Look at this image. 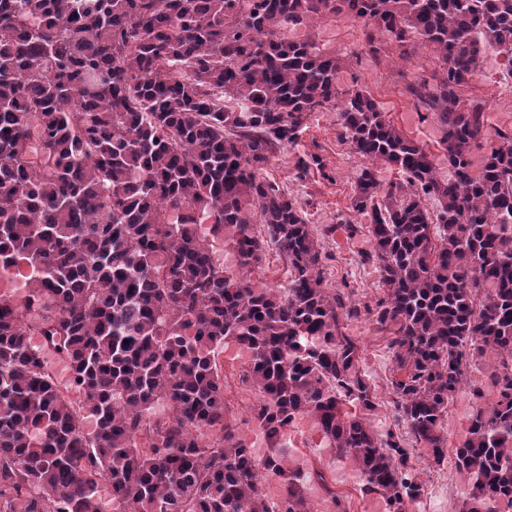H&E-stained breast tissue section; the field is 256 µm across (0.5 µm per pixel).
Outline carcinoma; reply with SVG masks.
<instances>
[{
	"mask_svg": "<svg viewBox=\"0 0 512 512\" xmlns=\"http://www.w3.org/2000/svg\"><path fill=\"white\" fill-rule=\"evenodd\" d=\"M341 14L376 59L434 53L405 92L438 125L448 180L370 93L336 83L346 58L283 35ZM487 47L512 53V0H0V263L36 271L24 304L0 295V512H314L277 450L305 416L364 492L408 512V449L341 408H375L342 326L362 313L392 336L399 410L438 465L467 362L496 357L497 400L455 466L475 476L467 512L512 504V130L473 173L484 108L460 99ZM322 110L405 175L381 192L366 167L351 198L387 288L372 307L322 288L305 210L260 174ZM254 213L288 259L283 295L251 281ZM229 339L248 354L262 458L227 417Z\"/></svg>",
	"mask_w": 512,
	"mask_h": 512,
	"instance_id": "obj_1",
	"label": "carcinoma"
}]
</instances>
